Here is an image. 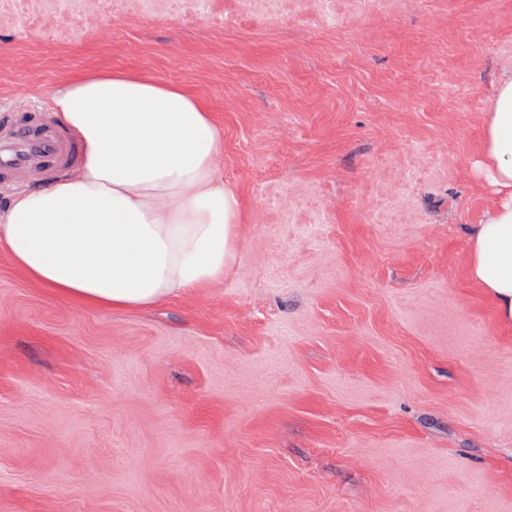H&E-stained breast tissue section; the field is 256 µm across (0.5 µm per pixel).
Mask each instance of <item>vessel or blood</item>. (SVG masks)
I'll return each instance as SVG.
<instances>
[{"mask_svg": "<svg viewBox=\"0 0 512 512\" xmlns=\"http://www.w3.org/2000/svg\"><path fill=\"white\" fill-rule=\"evenodd\" d=\"M0 113L8 128L0 134V181L51 182L81 164L80 143L41 103L9 106Z\"/></svg>", "mask_w": 512, "mask_h": 512, "instance_id": "b4317fda", "label": "vessel or blood"}]
</instances>
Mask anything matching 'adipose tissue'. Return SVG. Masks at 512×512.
<instances>
[{"label":"adipose tissue","mask_w":512,"mask_h":512,"mask_svg":"<svg viewBox=\"0 0 512 512\" xmlns=\"http://www.w3.org/2000/svg\"><path fill=\"white\" fill-rule=\"evenodd\" d=\"M53 109L80 171L0 207V252L36 287L104 309L145 308L224 277L240 222L218 160L224 128L185 86L123 71L66 82ZM479 174L496 201L470 231V279L512 327V71L485 115Z\"/></svg>","instance_id":"1"}]
</instances>
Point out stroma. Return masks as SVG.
<instances>
[{
    "label": "stroma",
    "mask_w": 512,
    "mask_h": 512,
    "mask_svg": "<svg viewBox=\"0 0 512 512\" xmlns=\"http://www.w3.org/2000/svg\"><path fill=\"white\" fill-rule=\"evenodd\" d=\"M221 30L0 27V101L122 70L224 125V278L82 307L0 254V512H512V329L468 275L512 0H300Z\"/></svg>",
    "instance_id": "35a3bbf8"
}]
</instances>
